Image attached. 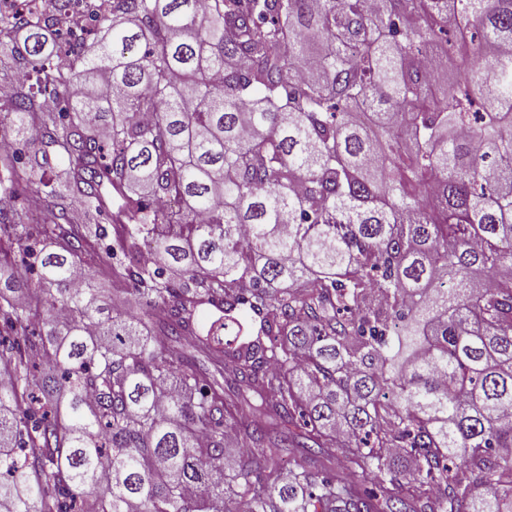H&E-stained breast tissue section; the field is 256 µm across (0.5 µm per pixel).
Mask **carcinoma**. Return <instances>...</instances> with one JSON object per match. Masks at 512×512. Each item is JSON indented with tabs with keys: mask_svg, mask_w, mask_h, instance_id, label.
Here are the masks:
<instances>
[{
	"mask_svg": "<svg viewBox=\"0 0 512 512\" xmlns=\"http://www.w3.org/2000/svg\"><path fill=\"white\" fill-rule=\"evenodd\" d=\"M108 2L0 13V506L512 512V0ZM89 9L83 2H73L62 15H56L57 25L72 36H80L87 31Z\"/></svg>",
	"mask_w": 512,
	"mask_h": 512,
	"instance_id": "carcinoma-1",
	"label": "carcinoma"
}]
</instances>
